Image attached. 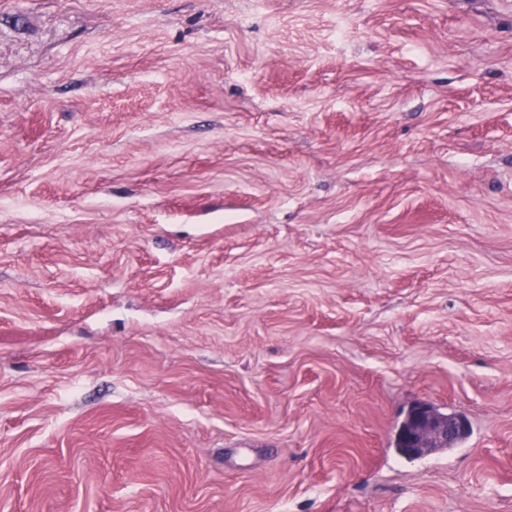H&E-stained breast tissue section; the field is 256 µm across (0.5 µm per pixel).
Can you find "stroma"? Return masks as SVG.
<instances>
[{
    "instance_id": "obj_1",
    "label": "stroma",
    "mask_w": 512,
    "mask_h": 512,
    "mask_svg": "<svg viewBox=\"0 0 512 512\" xmlns=\"http://www.w3.org/2000/svg\"><path fill=\"white\" fill-rule=\"evenodd\" d=\"M0 512H512V0H0ZM402 438L409 448H453L467 433L466 420L458 415L444 414L428 403L412 404L404 418Z\"/></svg>"
}]
</instances>
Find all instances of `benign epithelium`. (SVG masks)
I'll return each instance as SVG.
<instances>
[{
  "instance_id": "7a95c632",
  "label": "benign epithelium",
  "mask_w": 512,
  "mask_h": 512,
  "mask_svg": "<svg viewBox=\"0 0 512 512\" xmlns=\"http://www.w3.org/2000/svg\"><path fill=\"white\" fill-rule=\"evenodd\" d=\"M467 433L466 420L444 414L428 403L412 404L404 418L402 438L409 448H452Z\"/></svg>"
}]
</instances>
